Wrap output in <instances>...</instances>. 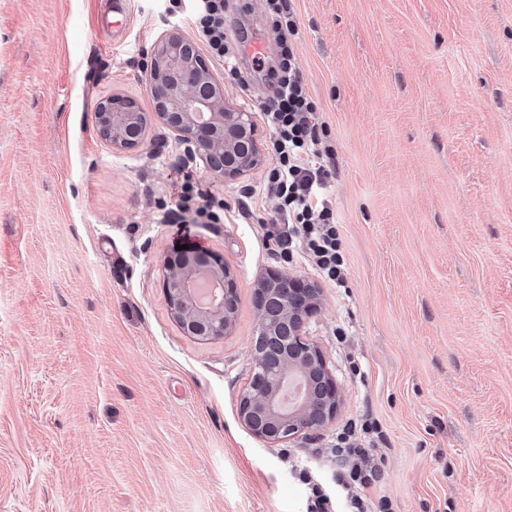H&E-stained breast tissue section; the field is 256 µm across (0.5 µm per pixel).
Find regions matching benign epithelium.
Segmentation results:
<instances>
[{"label":"benign epithelium","instance_id":"1","mask_svg":"<svg viewBox=\"0 0 512 512\" xmlns=\"http://www.w3.org/2000/svg\"><path fill=\"white\" fill-rule=\"evenodd\" d=\"M147 72L155 115L176 132L186 158L200 159L224 179L262 163L252 113L229 104L194 40L179 31L164 34ZM94 119L99 133L118 149L135 148L143 140L146 117L133 98L100 102ZM270 283L277 285L276 305L256 302L252 374L238 399V419L258 439L280 443L332 421L340 391L320 347L303 336L306 320L320 309L317 288L280 272L264 281ZM163 291L186 335L210 341L231 332L237 282L221 257L195 249L175 253L163 265Z\"/></svg>","mask_w":512,"mask_h":512}]
</instances>
